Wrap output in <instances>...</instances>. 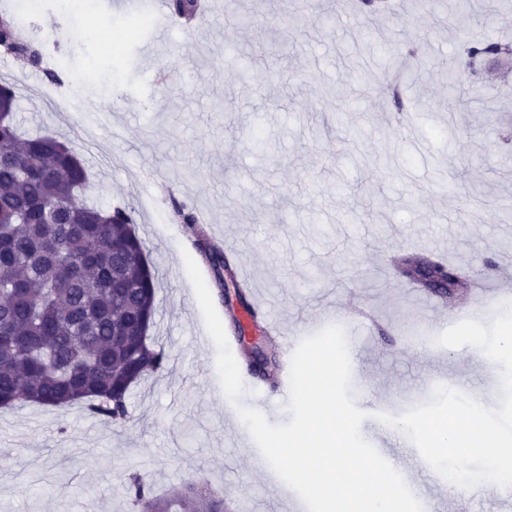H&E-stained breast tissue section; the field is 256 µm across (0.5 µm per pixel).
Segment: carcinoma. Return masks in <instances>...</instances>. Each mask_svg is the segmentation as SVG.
<instances>
[{"instance_id": "cac0c4a2", "label": "carcinoma", "mask_w": 512, "mask_h": 512, "mask_svg": "<svg viewBox=\"0 0 512 512\" xmlns=\"http://www.w3.org/2000/svg\"><path fill=\"white\" fill-rule=\"evenodd\" d=\"M198 0H171L181 18L196 13ZM357 9L380 16L386 0H357ZM472 0H457L453 26L476 23ZM469 68L512 54V43L469 40ZM429 70L418 39L402 48ZM404 76L387 84L389 100L404 110ZM0 407L17 403L64 406L83 403L113 423L129 419L128 399L146 376L165 368L163 353L141 336L155 325L157 276L148 263L133 212L88 204V174L69 143L54 135L23 136L13 120L17 95L0 83ZM201 256L223 284L225 303L247 305L246 286L234 263L202 237ZM401 278L426 293L446 297L462 286L463 270L441 260L401 254ZM142 512H224V500L202 481H188L161 498L138 476L127 487Z\"/></svg>"}]
</instances>
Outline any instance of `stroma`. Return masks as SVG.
<instances>
[{"instance_id": "1", "label": "stroma", "mask_w": 512, "mask_h": 512, "mask_svg": "<svg viewBox=\"0 0 512 512\" xmlns=\"http://www.w3.org/2000/svg\"><path fill=\"white\" fill-rule=\"evenodd\" d=\"M390 2L388 14L347 25L333 0H223L222 15L162 36L144 11L132 40L126 16L99 2L78 28L48 2L21 35L69 59L62 79L76 89L74 112L57 111L46 64L0 52V78L27 79L14 113L21 128L71 141L88 203L133 211L159 278L152 341L171 358L133 388L123 424L79 404L0 408V512H139L132 473L156 494L203 480L229 512L257 501L288 512L285 484L257 463L237 410L273 385L245 389L236 403L220 385L183 259L201 231L247 270L285 328L318 333L325 314L346 335L368 329L369 347L351 362L353 400L402 415L444 386L491 392L498 407L499 365L476 347L437 342L466 305L426 302L384 262L416 251L464 260L476 284L503 278L512 216L495 223L487 211L512 203V71L467 74L481 97L459 121L448 118L444 77L422 76L405 91L415 123L404 129L377 93L397 50L416 36L428 57L460 70L464 39L448 19L453 0ZM336 83L351 88L338 103L325 94ZM260 137L272 151L257 152ZM182 204L203 225L184 223ZM406 481L428 512H512L425 470Z\"/></svg>"}]
</instances>
